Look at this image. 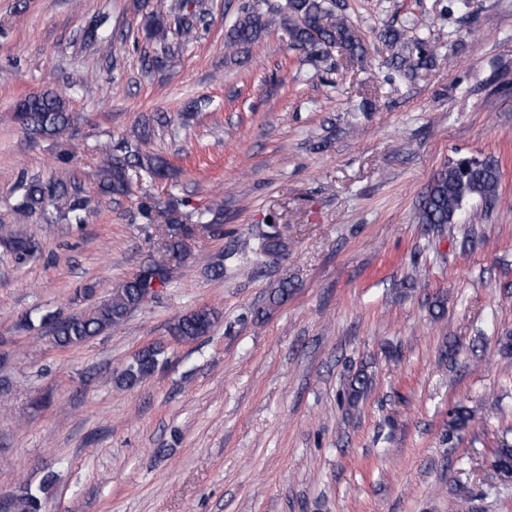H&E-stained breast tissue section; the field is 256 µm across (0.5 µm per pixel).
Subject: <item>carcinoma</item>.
I'll return each mask as SVG.
<instances>
[{"label": "carcinoma", "instance_id": "1", "mask_svg": "<svg viewBox=\"0 0 512 512\" xmlns=\"http://www.w3.org/2000/svg\"><path fill=\"white\" fill-rule=\"evenodd\" d=\"M333 12V0H284L270 10L258 4L241 8L227 35V47L238 53L256 43L272 25L285 30L289 45L302 51L313 62L327 61L335 48L343 49L351 58L363 56L360 39L342 21L328 22ZM204 16L192 9L191 0H181L167 9L142 3V32L147 43L154 46L153 53L143 56L147 70H160L170 66L175 54L187 48L197 38ZM108 18L96 15L82 30V40L95 44L106 39ZM178 36L174 43L170 37ZM385 45L395 50L392 64L404 75L412 76L427 67L434 58L435 44L421 36H410L406 29L387 28L381 32ZM16 115L27 133L33 138L62 136L72 129L73 118L69 100L48 90L27 96L16 105ZM154 132L150 120L134 124L116 146L102 148L98 191L106 196L120 197L128 194L131 175L137 170L156 177H164L172 169L166 158L142 152L141 144L151 139ZM500 183L498 164L491 158L461 156L439 169L419 197L416 220L432 229L440 230L453 224L463 207L478 197L486 203L495 200ZM15 211L29 216L37 211L46 214L47 224H81L90 199L81 181L76 177L56 182H45L38 176L21 181L18 185ZM185 224H166L167 251L176 255L186 250ZM288 250L275 225L268 224L257 234V246L252 249L259 257L280 255ZM159 277L162 284L171 278V268L163 262L144 266L132 278L118 283L106 298L92 303L85 310L69 315L46 314L41 324L48 327L57 346L67 349L80 346L91 339L119 330L127 320L154 297L149 282ZM294 291L293 283L283 278L271 288L265 306L254 314L261 322L272 311L288 302ZM218 320L212 308L202 307L190 311L171 322L169 335L179 341H193L207 335ZM164 347L150 346L140 350L115 377L114 384L129 390L152 375L164 362ZM472 419L469 409L456 406L449 413L446 437L451 439L465 430ZM501 464V474L512 475V445L505 443L496 449ZM54 475H47L43 487L33 489L26 485L19 489L11 502L12 512H45L44 487L51 484Z\"/></svg>", "mask_w": 512, "mask_h": 512}]
</instances>
